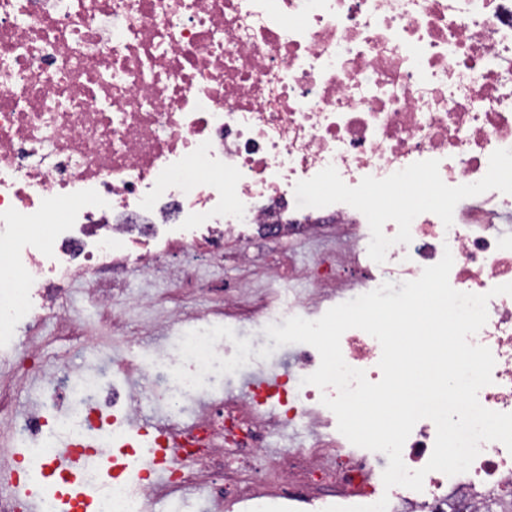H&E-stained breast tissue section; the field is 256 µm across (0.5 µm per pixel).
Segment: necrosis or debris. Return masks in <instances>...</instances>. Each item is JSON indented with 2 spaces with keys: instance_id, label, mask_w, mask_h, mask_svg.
<instances>
[{
  "instance_id": "obj_1",
  "label": "necrosis or debris",
  "mask_w": 512,
  "mask_h": 512,
  "mask_svg": "<svg viewBox=\"0 0 512 512\" xmlns=\"http://www.w3.org/2000/svg\"><path fill=\"white\" fill-rule=\"evenodd\" d=\"M131 216L149 237L130 234ZM252 231L335 240L294 303L306 319L417 279L451 252L450 285L490 296L471 338L495 358L478 400L512 413V295L491 293L512 283V0H0V345L44 317L47 284L81 277L105 306L101 268L148 270L165 246L217 247ZM275 345L261 333L227 361L198 327L180 339L191 369L170 374V394ZM288 351L271 384L159 433V481L128 482L126 448L103 415L131 395L70 406L53 424L38 409L15 426L111 453L101 512H151L218 472L216 501L246 512L374 504L383 457L321 433V398L337 391L303 384L320 365L314 347ZM341 351L380 381L374 337L347 330ZM285 427L310 444L269 452ZM435 437L432 421L414 426L409 470L424 468ZM507 486L512 452L495 441L467 472L434 471L422 490L389 494L400 512H446L452 496L478 512L481 491Z\"/></svg>"
}]
</instances>
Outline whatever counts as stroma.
<instances>
[{
  "instance_id": "1",
  "label": "stroma",
  "mask_w": 512,
  "mask_h": 512,
  "mask_svg": "<svg viewBox=\"0 0 512 512\" xmlns=\"http://www.w3.org/2000/svg\"><path fill=\"white\" fill-rule=\"evenodd\" d=\"M247 248L251 260L246 264L202 250L175 251L153 275L137 267L103 271L100 280L110 293L104 308L88 299L81 279L66 283L56 310L69 315L67 324L46 319L17 336L11 347L0 348V489L11 466L25 460L29 449L17 440L13 421L38 405L49 378L65 371L93 374L124 389L158 394L161 381L136 372L140 357L176 354L180 335L197 327L199 313H206L208 327L228 339L255 335L252 322L225 320V281L248 284L244 305L267 301L281 318L291 317L290 300L308 289L307 273L328 245L256 239ZM288 251L299 262L296 280L268 283L269 264Z\"/></svg>"
}]
</instances>
